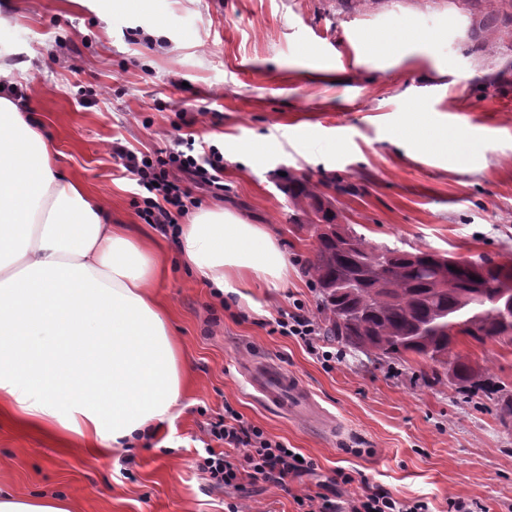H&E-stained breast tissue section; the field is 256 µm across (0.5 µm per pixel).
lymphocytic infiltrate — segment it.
<instances>
[{"label": "lymphocytic infiltrate", "mask_w": 512, "mask_h": 512, "mask_svg": "<svg viewBox=\"0 0 512 512\" xmlns=\"http://www.w3.org/2000/svg\"><path fill=\"white\" fill-rule=\"evenodd\" d=\"M112 151L139 188L138 216L162 233H175L180 218L187 216L190 208L201 205V198L192 195V188L214 197L224 193V155L217 147L199 152L192 139L179 137L140 155L119 144ZM272 330L300 340L323 362L336 359L335 352L319 345L318 324L302 302H294L291 311L281 312L274 319ZM205 433L209 442L197 466L212 487L239 491L248 481L279 484L286 477L299 478L316 470L313 460L297 459L284 442L245 421L232 406H225L223 414L208 422ZM351 481L349 473L335 471L327 482L328 493L295 496L298 512H429L426 501L400 499L386 492L340 498L336 487Z\"/></svg>", "instance_id": "1"}]
</instances>
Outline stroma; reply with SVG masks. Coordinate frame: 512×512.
Masks as SVG:
<instances>
[{"label": "stroma", "mask_w": 512, "mask_h": 512, "mask_svg": "<svg viewBox=\"0 0 512 512\" xmlns=\"http://www.w3.org/2000/svg\"><path fill=\"white\" fill-rule=\"evenodd\" d=\"M405 16L447 30L455 68L439 73L416 46L367 58L366 37ZM137 29L163 40L134 44ZM0 63L59 167L110 201L113 223L160 246L168 274L153 295L186 374L179 415L127 452L93 456L77 438L0 414L1 490L52 493L72 512H224L229 501L297 512L295 495L321 492L341 468L353 493L420 498L431 512H448L452 498L512 512V426L492 397L462 395L414 355L328 365L270 331L294 300L317 309L303 269L315 240L288 200L292 176L334 198L338 223L373 246L512 259V0H0ZM317 69L333 80H307ZM188 111L201 115L189 127ZM177 133L224 153V195L202 207L268 227L288 257L287 282L214 298L171 238L139 218L138 188L112 145L148 152ZM456 349L512 390V338L462 336ZM266 364L298 381L316 418L258 401L248 378ZM228 405L314 460L316 473L281 487H210L196 452Z\"/></svg>", "instance_id": "1"}]
</instances>
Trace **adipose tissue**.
<instances>
[{
	"label": "adipose tissue",
	"mask_w": 512,
	"mask_h": 512,
	"mask_svg": "<svg viewBox=\"0 0 512 512\" xmlns=\"http://www.w3.org/2000/svg\"><path fill=\"white\" fill-rule=\"evenodd\" d=\"M176 240L220 293L288 278L272 232L229 210L196 214ZM163 274L155 251L60 172L50 143L0 94V409L77 435L93 454L135 447L172 419L184 377L150 295Z\"/></svg>",
	"instance_id": "ef3b65f1"
}]
</instances>
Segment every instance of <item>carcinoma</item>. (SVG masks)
Here are the masks:
<instances>
[{
	"instance_id": "cac0c4a2",
	"label": "carcinoma",
	"mask_w": 512,
	"mask_h": 512,
	"mask_svg": "<svg viewBox=\"0 0 512 512\" xmlns=\"http://www.w3.org/2000/svg\"><path fill=\"white\" fill-rule=\"evenodd\" d=\"M294 208L313 216L305 272L318 291L323 336L356 356L414 354L448 368L460 392L490 394L502 419L512 418V393L481 377L455 351L457 337L478 342L512 335V311L497 300L512 293V261H461L443 252L378 248L350 228L306 179L288 177Z\"/></svg>"
}]
</instances>
